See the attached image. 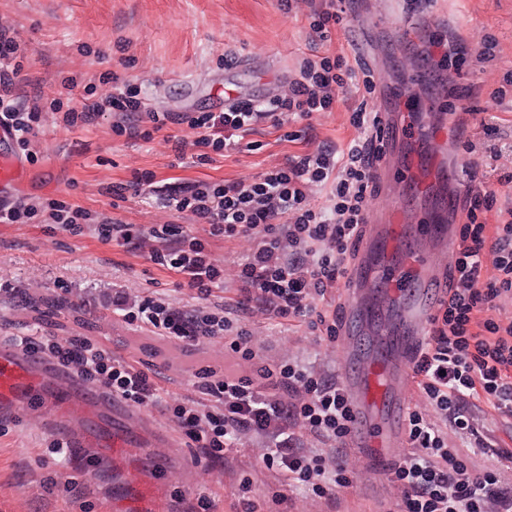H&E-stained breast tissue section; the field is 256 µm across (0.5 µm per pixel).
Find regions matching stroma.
<instances>
[{"mask_svg": "<svg viewBox=\"0 0 512 512\" xmlns=\"http://www.w3.org/2000/svg\"><path fill=\"white\" fill-rule=\"evenodd\" d=\"M311 7L312 0H293L288 8L283 0H0V29L17 33L28 58L17 93L30 106L58 97L61 81L72 76L79 85L68 103L82 106L111 92L102 78L114 73L135 84L146 108L169 111L180 104L188 112L212 111L216 105L206 91L187 96L186 82L218 70L226 83L261 103L270 84H288L301 59L315 51L342 57L357 71L385 66L392 83L390 92L368 97L346 87L332 111L307 120L280 127L258 122L248 136L253 151H229L206 165L177 157L175 144L194 138L185 125L130 140L115 133L112 113L72 129L49 112L29 146L34 160L18 199H60L93 218L145 228L172 224L209 239L224 266L219 294L233 306L241 297L238 265L253 251L254 240L210 237L208 225L163 207L159 188L248 179L304 153L343 151L360 135L351 115L363 106L404 114L416 132L404 153L418 171L427 169L435 124L446 122L458 146L460 163L442 168L437 181L426 186L407 181L404 200L413 213L451 220L448 200L461 198L471 165L477 185L496 195L487 222L498 224L501 212L512 208V0H387V19L380 25L367 23L366 0H345L346 20L327 40L310 26ZM439 41L456 43L457 54L447 59L432 54ZM485 45L494 59L484 63L479 51ZM144 176L152 177V186H139ZM118 186L124 189L119 197L113 194ZM155 246L148 238L122 246L101 240L90 227L75 235L36 219L0 224V344L34 333L61 342L84 336L159 369L161 397L146 411L171 433L183 457L180 468L158 474L169 512H187L202 495L213 500L214 512H237L239 482L246 476L258 512H397L401 489L393 488L383 504L368 499L367 465L348 456L341 463L352 483L332 496L287 485L278 472L258 463L272 444L263 434H242L229 460L197 461L171 405L194 395L201 367L245 371L249 365L220 340L201 345L196 354L170 348L156 355L146 340L136 338L133 326L113 314V301L132 302L148 291L184 312L201 307L180 276L151 261ZM239 318L263 362L298 360L336 380L335 342L306 323L283 321L255 307ZM411 406L447 432L449 447L469 470L495 472L498 490L512 495V416L469 400L473 430L460 434L422 394H415ZM63 438L49 421L0 419V512H112L111 463L96 461L90 472L73 460H56L53 444Z\"/></svg>", "mask_w": 512, "mask_h": 512, "instance_id": "obj_1", "label": "stroma"}]
</instances>
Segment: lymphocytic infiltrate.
I'll list each match as a JSON object with an SVG mask.
<instances>
[{"label": "lymphocytic infiltrate", "mask_w": 512, "mask_h": 512, "mask_svg": "<svg viewBox=\"0 0 512 512\" xmlns=\"http://www.w3.org/2000/svg\"><path fill=\"white\" fill-rule=\"evenodd\" d=\"M19 48L15 37L0 32V123L10 126L25 147L40 126L42 110L27 108L16 93L23 70ZM354 76L341 57L323 54L301 60L287 96L223 112L149 111L126 82L82 108H64L58 99L51 100L49 108L62 113L70 127L89 124L100 112L118 113L116 133L131 139L148 138L150 132L174 123L188 125L196 133L191 160L204 164L211 153L242 148L259 120L279 127L297 117L330 111L337 89L347 87ZM141 111L148 114L150 130L127 120ZM351 119L364 134L342 154L307 153L247 181L179 185L165 197L167 207L209 225L212 236H254L255 251L238 267L246 300L279 319H310L312 329L331 340L338 336L340 323L316 313L313 303L326 298L347 273V254L366 222L367 197L377 188L375 170L384 153L380 113L359 109ZM315 186L327 187L325 206L310 204ZM495 203L493 193L479 188H468L464 196L448 291L414 367L417 385L429 403L450 413L462 432L471 429L464 407L467 398L486 399L498 412L512 415V322L481 316L499 298L512 296V217L492 229L482 219ZM39 215L45 223L73 233L84 230V212L62 200H48L40 209L23 201L0 203L1 224ZM147 233L158 242L152 261L179 274L207 305L187 313L149 293L138 304L116 308V315L162 346L185 351L221 339L242 360H254L252 340L239 319L212 299L224 284V268L207 243L167 224L149 227ZM488 253L493 256L489 265L484 262ZM15 343L104 387L114 398L145 405L160 396L157 372L135 357L114 355L90 338L77 336L63 345L40 336H19ZM199 377V399L175 405L173 416L204 459L228 458L241 432H269L277 442L262 457L265 467L320 497L348 487L343 467L328 466L320 454H303L288 432L293 424L328 442L343 441L350 414L336 382L290 361L264 364L243 375L206 366ZM288 392L302 393L303 398L286 403L283 396ZM408 442L409 453L390 467L405 489L402 512H486L494 476L472 474L444 434L416 410L409 414Z\"/></svg>", "instance_id": "f902f5d3"}]
</instances>
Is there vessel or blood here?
<instances>
[{
  "instance_id": "obj_1",
  "label": "vessel or blood",
  "mask_w": 512,
  "mask_h": 512,
  "mask_svg": "<svg viewBox=\"0 0 512 512\" xmlns=\"http://www.w3.org/2000/svg\"><path fill=\"white\" fill-rule=\"evenodd\" d=\"M208 85L225 105L248 99L244 91L225 88L220 78H210ZM410 136L401 117L384 114L385 149L376 169L380 189L415 178L401 152ZM453 147L447 127L438 125L430 144L432 169L455 160ZM23 177L19 156L0 155V198L13 194ZM404 220L400 203L391 210L369 211L365 242L344 300L358 314L379 310L383 316L368 341H359L347 331L336 341L342 357L338 381L353 418L343 445L355 456L379 461L370 481L379 493L387 488L382 464L397 461L408 446L402 415L411 400L414 365L430 335L440 284L458 244L457 226L452 222L423 225L422 243L413 244ZM384 252L395 256V263L381 262ZM76 409L92 426L69 431L71 454L76 459L94 455L111 461L114 512H162L165 494L156 473L159 464L179 461L173 439L98 385L60 371L22 348L0 347V418L53 417L64 423Z\"/></svg>"
}]
</instances>
